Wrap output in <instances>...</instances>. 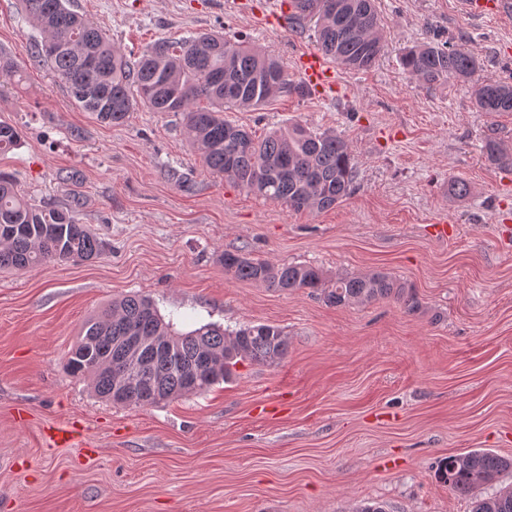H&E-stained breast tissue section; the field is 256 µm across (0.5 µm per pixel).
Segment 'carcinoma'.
<instances>
[{
    "instance_id": "obj_1",
    "label": "carcinoma",
    "mask_w": 512,
    "mask_h": 512,
    "mask_svg": "<svg viewBox=\"0 0 512 512\" xmlns=\"http://www.w3.org/2000/svg\"><path fill=\"white\" fill-rule=\"evenodd\" d=\"M292 23L312 24L318 50L348 70L370 68L383 51L375 0H293ZM28 20L41 32L37 57L68 84L75 102L108 124L125 122L141 104L153 112H179L192 148L211 171L245 190L292 210H324L356 190L349 143L336 132H318L302 123L270 131L263 139L224 118L230 108L258 110L269 100L305 87L289 78L283 65L245 39L205 32L179 41L160 40L131 62L112 46L107 34L71 9V0H22ZM403 69L430 86L450 80L469 82L480 70L477 57L433 38L407 49ZM481 112H512V82L476 84ZM205 99L209 106L199 107ZM19 133L0 124V153L15 148ZM488 161L512 168V150L497 138L485 140ZM102 254V244L63 205L38 206L20 194L13 178L0 173V269L24 270L47 262H83ZM224 271L239 280L279 290H320L331 305L366 304L393 298L409 311L419 308L411 287L385 273L326 280L309 264L276 265L243 253L226 252ZM128 334L166 339L177 361L161 372L158 394L144 399L137 389L112 397V350ZM288 353L287 334L268 323L235 331L205 324L180 333L159 314L153 301L129 294L112 301L82 326L67 366L90 380L97 395L116 404L158 405L188 394H202L229 381L240 362L272 364ZM512 470V457L474 449L443 460L435 476L452 491L472 500L471 512H512V489L483 495L498 476Z\"/></svg>"
}]
</instances>
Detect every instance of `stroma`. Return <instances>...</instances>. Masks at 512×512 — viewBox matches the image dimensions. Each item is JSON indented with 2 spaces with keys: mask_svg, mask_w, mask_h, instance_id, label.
<instances>
[{
  "mask_svg": "<svg viewBox=\"0 0 512 512\" xmlns=\"http://www.w3.org/2000/svg\"><path fill=\"white\" fill-rule=\"evenodd\" d=\"M281 0H71L128 60L155 41L243 34L279 56L315 47L311 28L272 22ZM385 47L370 69L339 70L336 92L282 95L226 119L261 136L295 122L351 148L357 189L294 211L211 173L182 117L136 106L108 125L77 106L35 56L20 0H0V154L32 203L72 208L105 244L98 259L0 270V512H470L438 483L442 458L512 457V170L482 153L512 146V112L473 104L470 83L430 87L401 56L432 37L481 62L476 81L512 82V20L460 14L456 0H377ZM468 183L456 197L450 180ZM446 222L447 237L432 231ZM309 263L328 280L382 271L420 303L333 306L226 274L224 252ZM149 296L187 332L270 323L288 336L275 364L156 406L116 405L66 369L84 322L113 299ZM79 422L96 451L57 447ZM483 153L488 161L503 168H512V150L507 149L497 138L485 140Z\"/></svg>",
  "mask_w": 512,
  "mask_h": 512,
  "instance_id": "obj_1",
  "label": "stroma"
}]
</instances>
